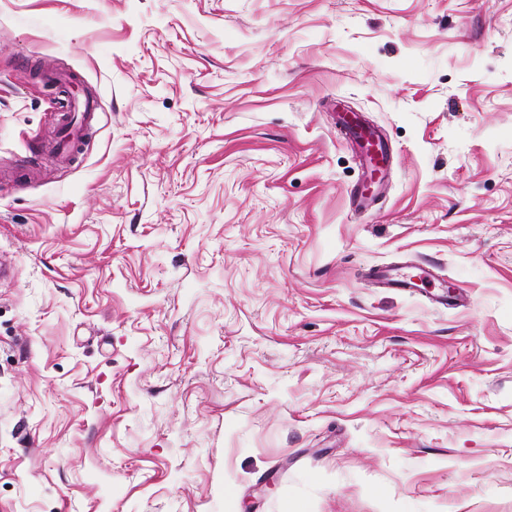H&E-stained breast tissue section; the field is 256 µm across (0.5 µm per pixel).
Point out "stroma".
Returning a JSON list of instances; mask_svg holds the SVG:
<instances>
[{
	"label": "stroma",
	"mask_w": 512,
	"mask_h": 512,
	"mask_svg": "<svg viewBox=\"0 0 512 512\" xmlns=\"http://www.w3.org/2000/svg\"><path fill=\"white\" fill-rule=\"evenodd\" d=\"M0 512H512V0H0ZM349 139L360 148H363L367 155L371 167L376 171H380L387 160V151L385 145L379 138L369 130H365L359 126L351 128ZM376 159V167L372 165L373 159ZM393 270H377L372 272L373 280L381 284L385 288H419L418 282H423L426 278L427 272L421 269L419 275L401 274L396 275L392 273Z\"/></svg>",
	"instance_id": "1"
}]
</instances>
